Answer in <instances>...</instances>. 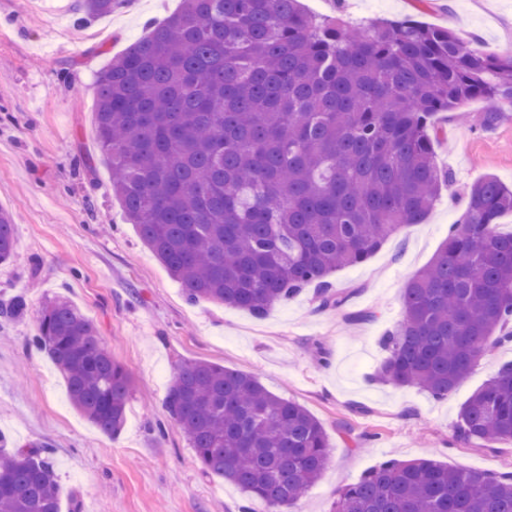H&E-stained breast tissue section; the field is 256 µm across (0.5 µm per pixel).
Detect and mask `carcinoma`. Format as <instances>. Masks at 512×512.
<instances>
[{"label": "carcinoma", "mask_w": 512, "mask_h": 512, "mask_svg": "<svg viewBox=\"0 0 512 512\" xmlns=\"http://www.w3.org/2000/svg\"><path fill=\"white\" fill-rule=\"evenodd\" d=\"M120 0H81L85 18ZM98 143L112 192L143 244L191 302L265 316L303 289L321 309L349 294L330 276L366 262L428 216L452 177L435 161L438 117L473 100L481 129L512 109V53L412 17L361 27L299 0H183L97 80ZM466 216L403 292L383 339L382 382L442 399L492 347L512 340V188L474 182ZM0 208V264L16 252ZM23 298L0 306L19 320ZM32 343L62 373L71 405L121 432L129 370L68 299L46 301ZM165 407L209 473L268 512H297L329 462L321 423L249 374L183 363ZM458 437L512 442V363L462 406ZM0 512H60L52 453L0 435ZM333 512H512V476L433 460H388L347 486Z\"/></svg>", "instance_id": "1"}]
</instances>
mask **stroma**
Masks as SVG:
<instances>
[{
  "label": "stroma",
  "instance_id": "stroma-1",
  "mask_svg": "<svg viewBox=\"0 0 512 512\" xmlns=\"http://www.w3.org/2000/svg\"><path fill=\"white\" fill-rule=\"evenodd\" d=\"M319 16L357 23L412 16L512 51V0H301ZM182 0H125L86 21L80 0H0V208L13 217L16 255L0 264V304L24 296L23 320L0 321V434L15 446L46 442L61 512H238L235 484L203 472L164 407L178 366L206 361L250 374L321 423L329 465L298 506L332 512L340 491L384 461L436 459L477 473L512 474V443L456 436L464 402L502 364L494 349L444 400L380 383L382 336L402 318L407 282L434 257L463 213L465 194L493 176L512 186V112L495 129L441 118L438 165L453 176L421 224L388 238L366 262L336 272L341 310L313 289L262 318L187 300L142 243L112 193L97 143L96 81L111 59L177 13ZM73 302L104 347L133 375L126 423L102 434L71 405L45 352L26 346L46 298ZM369 313L366 322L351 314Z\"/></svg>",
  "mask_w": 512,
  "mask_h": 512
}]
</instances>
